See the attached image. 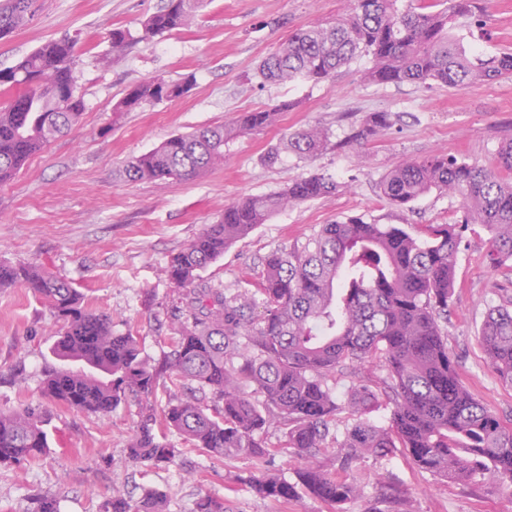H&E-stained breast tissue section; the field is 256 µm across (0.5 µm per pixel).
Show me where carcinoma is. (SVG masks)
I'll return each mask as SVG.
<instances>
[{"mask_svg":"<svg viewBox=\"0 0 512 512\" xmlns=\"http://www.w3.org/2000/svg\"><path fill=\"white\" fill-rule=\"evenodd\" d=\"M203 0H166L144 23L143 38L186 29ZM473 0H355L335 25L294 32L261 61L269 82L329 79L357 55L371 57L366 79L374 84L439 82L458 86L512 76V52L475 55L455 35V20L472 13ZM35 0H0V38L24 27ZM132 36L111 33L112 54L125 51ZM76 56L68 36L50 40L15 66L0 70V86L19 92L0 108V183L11 179L51 139L72 128L84 111L74 78ZM188 82L156 78L139 84L114 107L129 112L146 102L178 98ZM291 104L240 113L231 123L172 136L125 168L131 182L187 180L224 163L225 142L239 133L272 126ZM392 126L390 114L372 112L344 147L361 144ZM328 145L318 125L288 136L284 148L311 159ZM497 167L434 155L396 166L380 182L381 194L408 208L432 190L463 200L461 224L484 225L492 234L494 261L512 259V141L497 150ZM325 174L297 179L276 193L224 207L165 267L178 293L177 337L159 365L142 356L140 337L116 334L112 317L97 314L70 282L36 265L0 263V288L22 285L62 322L52 347L59 364L45 371L42 392L69 408L109 417L128 397L145 401L139 432L127 443L129 459L142 466L170 463L181 449L158 439L160 425L182 436L202 455L266 459L284 452L304 463L298 485L275 477L246 480L254 494L288 503L297 487L336 512L358 488L320 461L332 452L346 471L365 454L386 457L400 450L414 467L451 481L486 470L512 488V426L500 420L462 384L441 323L448 321L453 288L457 225L429 224L419 240L398 224L361 217L324 224L301 245L269 252L255 288L235 296L203 282L201 273L276 211L336 194ZM260 319H254L256 307ZM479 342L500 381L512 386V310H491ZM357 364L347 406L361 416L343 434L336 430L339 404L328 385L336 371ZM379 364L386 377L368 369ZM205 395L176 398L156 417L150 403L159 380ZM392 404L391 426L364 419L379 407L377 388ZM45 414L33 405L0 410V465H21L50 450ZM270 428L281 432L268 443ZM166 494L148 489L140 497L117 492L100 512H166ZM31 512H59L57 498H36ZM194 512H228L224 499L205 494Z\"/></svg>","mask_w":512,"mask_h":512,"instance_id":"cac0c4a2","label":"carcinoma"}]
</instances>
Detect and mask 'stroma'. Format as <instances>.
<instances>
[{
  "mask_svg": "<svg viewBox=\"0 0 512 512\" xmlns=\"http://www.w3.org/2000/svg\"><path fill=\"white\" fill-rule=\"evenodd\" d=\"M165 0H38L22 30L0 39V69L14 66L46 41L68 36L78 59L76 82L85 110L79 123L0 183V261L39 264L64 276L93 311L110 315L118 333L134 330L142 355L158 362L174 336L178 304L164 274L178 252L225 205L281 190L315 173L340 183L333 196L289 205L233 244L203 272L204 281L233 295L251 288L272 250L305 243L321 225L358 216L401 224L413 236L429 224L461 217L458 195L433 190L408 209L379 190L397 165L436 153L494 166L500 144L512 139V79L448 87L378 85L365 78L361 55L335 77L318 84L264 81L261 60L298 29L343 18L353 0H207L188 29L148 40L142 26ZM129 30L134 43L113 54L110 33ZM456 33L473 53L512 51V0H477L472 16L456 21ZM162 78L191 80L185 95L147 102L115 114L113 107L135 86ZM290 110L260 133L240 134L224 145V162L188 180L127 181L133 158L171 136L224 125L238 113L281 102ZM372 112L389 113L392 127L363 145L346 137ZM328 129L331 143L306 160L268 149L311 126ZM491 235L469 225L455 258L456 285L448 301V349L473 396L503 423L512 424V386L492 372L478 336L491 308L512 303V260L492 266ZM61 325L27 288L0 289V409L32 402L49 418L51 451L21 466H0V512H27L33 497L55 494L60 512H98L104 497L120 490L140 496L158 488L167 512H193L204 494L226 500L230 512H327L307 492L282 505L254 495L243 476L268 475L295 482L297 459L209 457L186 447L179 435L158 429L181 447L179 460L139 467L126 445L141 422V404L128 399L108 420L67 408L41 394L51 348ZM192 465L194 476L185 475ZM359 488L344 512H512V496L497 478L478 474L466 483L415 469L405 454L361 458L347 471Z\"/></svg>",
  "mask_w": 512,
  "mask_h": 512,
  "instance_id": "1",
  "label": "stroma"
}]
</instances>
